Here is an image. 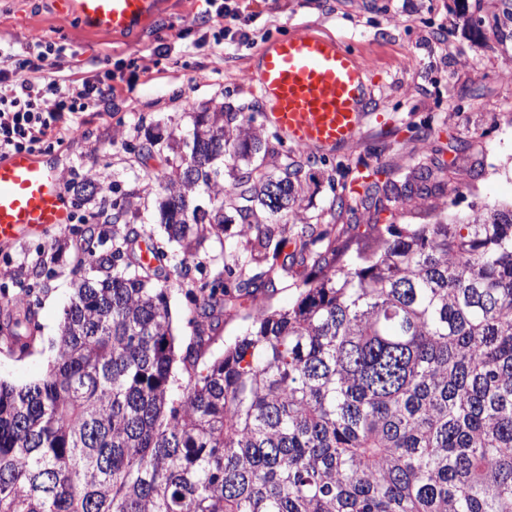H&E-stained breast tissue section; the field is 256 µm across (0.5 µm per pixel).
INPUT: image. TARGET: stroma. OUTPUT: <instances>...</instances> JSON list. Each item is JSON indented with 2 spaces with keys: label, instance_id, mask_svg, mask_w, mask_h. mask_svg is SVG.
I'll use <instances>...</instances> for the list:
<instances>
[{
  "label": "stroma",
  "instance_id": "35a3bbf8",
  "mask_svg": "<svg viewBox=\"0 0 512 512\" xmlns=\"http://www.w3.org/2000/svg\"><path fill=\"white\" fill-rule=\"evenodd\" d=\"M157 15L123 35L92 33L75 16L55 14L51 0H0V39L16 45L54 39L67 48L63 73H97L113 92L81 113L62 143L41 159L60 176L99 180L120 189L140 188V238L163 252L176 351H184L197 328L200 286L256 272L245 250L246 225L233 223L208 235L190 257L169 243L157 220L156 193L146 173L164 170L160 159L139 163L146 138L179 140L193 129L196 113L220 107L248 108L251 131L280 155H303L306 193L290 223L262 213L265 225L287 227L288 238L317 225L337 244L367 239L368 224H429L466 215L487 204L512 202V82L500 74L512 67V0H250L257 18L247 41L218 48L197 46L198 22L209 0H161ZM309 29L333 37L370 66L374 88L361 137L321 155L280 139L264 123L267 106L250 73L257 50L268 40ZM168 44L158 58L154 49ZM432 168L424 190L384 202L380 213L364 208L372 185L403 184L413 171ZM84 223L0 247V381L22 387L44 377L55 355L63 310L75 282L87 274L92 255L108 254L112 225L98 215L99 201L65 192ZM342 214H334L335 202ZM310 265L295 266L274 296L256 294L251 309L282 310L296 300ZM31 309L34 349L9 350L10 321Z\"/></svg>",
  "mask_w": 512,
  "mask_h": 512
}]
</instances>
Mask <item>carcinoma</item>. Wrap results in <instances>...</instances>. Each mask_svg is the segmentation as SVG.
Here are the masks:
<instances>
[{"label": "carcinoma", "instance_id": "cac0c4a2", "mask_svg": "<svg viewBox=\"0 0 512 512\" xmlns=\"http://www.w3.org/2000/svg\"><path fill=\"white\" fill-rule=\"evenodd\" d=\"M248 121L200 112L179 151L155 137L138 154L174 152L155 176L157 212L185 255L209 225L254 229L259 272L212 285L200 305L203 319L244 312L246 334L202 365L213 336L201 323L175 353L168 288L140 260L81 278L46 376L0 382V512H512V207L370 224L374 249L330 242L312 257L322 234H309L282 259L288 238L258 210L297 215L303 163L262 171L255 158L275 151ZM80 189L115 195L124 234L98 259L113 268L139 236V191L91 172ZM310 257L317 275L292 308L247 309ZM32 320L12 321L23 353Z\"/></svg>", "mask_w": 512, "mask_h": 512}]
</instances>
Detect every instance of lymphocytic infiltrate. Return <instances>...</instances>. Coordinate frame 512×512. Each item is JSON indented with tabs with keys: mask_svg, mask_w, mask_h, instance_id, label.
<instances>
[{
	"mask_svg": "<svg viewBox=\"0 0 512 512\" xmlns=\"http://www.w3.org/2000/svg\"><path fill=\"white\" fill-rule=\"evenodd\" d=\"M65 51L53 40L0 42V158L52 147L81 112L111 93L96 74L58 76Z\"/></svg>",
	"mask_w": 512,
	"mask_h": 512,
	"instance_id": "lymphocytic-infiltrate-1",
	"label": "lymphocytic infiltrate"
}]
</instances>
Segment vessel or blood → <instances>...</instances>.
I'll list each match as a JSON object with an SVG mask.
<instances>
[{
	"label": "vessel or blood",
	"mask_w": 512,
	"mask_h": 512,
	"mask_svg": "<svg viewBox=\"0 0 512 512\" xmlns=\"http://www.w3.org/2000/svg\"><path fill=\"white\" fill-rule=\"evenodd\" d=\"M91 31L123 34L155 15L160 0H54ZM255 78L266 122L290 143L333 149L357 140L373 88L366 65L334 38L308 30L264 43ZM71 222L57 170L35 154L0 158V247Z\"/></svg>",
	"instance_id": "1"
}]
</instances>
